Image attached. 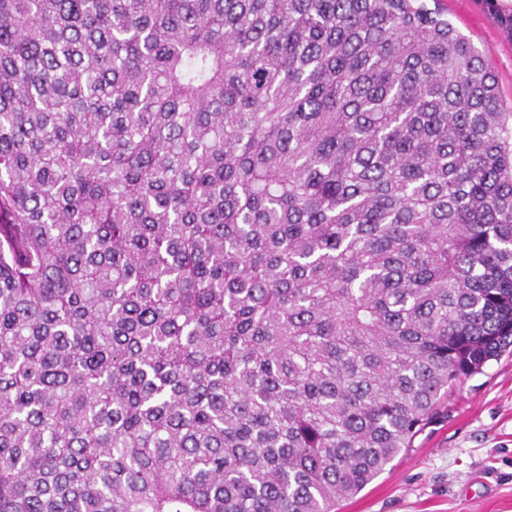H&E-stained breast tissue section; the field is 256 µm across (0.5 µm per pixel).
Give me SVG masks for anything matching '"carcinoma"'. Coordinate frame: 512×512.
I'll list each match as a JSON object with an SVG mask.
<instances>
[{
    "mask_svg": "<svg viewBox=\"0 0 512 512\" xmlns=\"http://www.w3.org/2000/svg\"><path fill=\"white\" fill-rule=\"evenodd\" d=\"M511 347L441 10L0 0V512H337Z\"/></svg>",
    "mask_w": 512,
    "mask_h": 512,
    "instance_id": "cac0c4a2",
    "label": "carcinoma"
}]
</instances>
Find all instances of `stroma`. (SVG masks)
<instances>
[{
    "mask_svg": "<svg viewBox=\"0 0 512 512\" xmlns=\"http://www.w3.org/2000/svg\"><path fill=\"white\" fill-rule=\"evenodd\" d=\"M493 67L512 111V0H440ZM340 512H512V353L448 391L438 419Z\"/></svg>",
    "mask_w": 512,
    "mask_h": 512,
    "instance_id": "obj_1",
    "label": "stroma"
}]
</instances>
